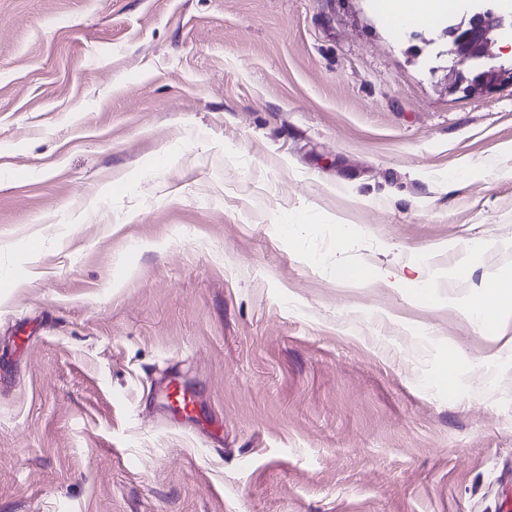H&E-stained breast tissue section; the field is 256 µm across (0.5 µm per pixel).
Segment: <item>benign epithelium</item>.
Instances as JSON below:
<instances>
[{
  "instance_id": "benign-epithelium-1",
  "label": "benign epithelium",
  "mask_w": 512,
  "mask_h": 512,
  "mask_svg": "<svg viewBox=\"0 0 512 512\" xmlns=\"http://www.w3.org/2000/svg\"><path fill=\"white\" fill-rule=\"evenodd\" d=\"M505 26V17L481 0H473L463 15L445 29L449 38L448 77L457 88L467 83V92L480 94L512 86V63L488 66L492 48Z\"/></svg>"
}]
</instances>
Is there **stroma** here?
I'll use <instances>...</instances> for the list:
<instances>
[{"mask_svg": "<svg viewBox=\"0 0 512 512\" xmlns=\"http://www.w3.org/2000/svg\"><path fill=\"white\" fill-rule=\"evenodd\" d=\"M444 28L0 0V512H503L512 87L449 91ZM512 286L498 282H489L476 291L472 297L468 310L471 322L483 331L489 325H495L502 307L512 304ZM161 397L174 415L193 418L198 414L194 392L180 379L172 378L161 393Z\"/></svg>", "mask_w": 512, "mask_h": 512, "instance_id": "stroma-1", "label": "stroma"}]
</instances>
